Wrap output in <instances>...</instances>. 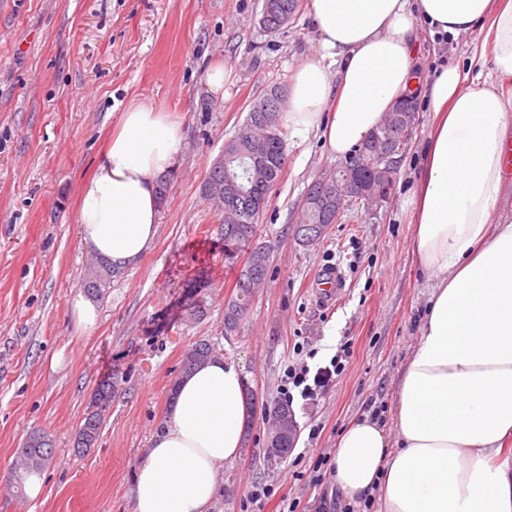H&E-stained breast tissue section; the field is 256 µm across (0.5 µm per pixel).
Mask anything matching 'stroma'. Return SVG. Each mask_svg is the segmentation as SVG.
Segmentation results:
<instances>
[{
	"label": "stroma",
	"instance_id": "35a3bbf8",
	"mask_svg": "<svg viewBox=\"0 0 512 512\" xmlns=\"http://www.w3.org/2000/svg\"><path fill=\"white\" fill-rule=\"evenodd\" d=\"M262 0H0V478L31 433L48 435L54 459L37 495L0 494V512H132L136 468L168 407L185 349L200 339L242 367L257 405L249 439L224 464V485L209 512H318L313 467L331 460L341 432L381 407L393 431L397 383L417 340L428 283L410 253L405 202L423 163L432 123L427 98L397 164L391 198L350 204L312 245L286 235L308 186L337 164L317 138L286 143V164L257 234L271 245L264 288L237 332L224 333V304L235 273L225 257L215 208L201 194L224 143L242 126L257 94L290 90L317 49L309 6L270 33ZM482 35L444 40L421 29L414 57L424 76L463 63ZM223 64L220 93L207 72ZM135 102L185 118L186 149L159 211L152 249L122 269L99 320L76 331L72 299L91 253L74 221L78 184L94 167L122 112ZM345 291L322 305L311 291L327 267ZM196 292L208 314L188 320ZM352 356L315 405L295 408L297 438L287 458L266 461L264 407L296 348L316 362L341 345ZM120 383L94 448L78 452L77 429L101 379ZM317 437H310V430ZM273 494L247 504L251 485Z\"/></svg>",
	"mask_w": 512,
	"mask_h": 512
}]
</instances>
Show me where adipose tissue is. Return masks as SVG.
I'll return each instance as SVG.
<instances>
[{
    "mask_svg": "<svg viewBox=\"0 0 512 512\" xmlns=\"http://www.w3.org/2000/svg\"><path fill=\"white\" fill-rule=\"evenodd\" d=\"M310 9L319 50L280 116L290 140L314 135L349 157L415 88L437 116L409 199L411 254L431 295L394 430L371 418L349 424L333 483L350 501L378 494V512H512V222L492 221L512 139V103L494 82L512 76V0H311ZM422 21L454 38L483 32L467 67L417 82ZM467 68L483 81L465 85ZM184 149L179 113L146 102L122 112L79 183L75 222L94 256L118 270L139 263L158 232V182ZM245 386L242 368L221 355L177 377L136 470L133 512H206L243 446Z\"/></svg>",
    "mask_w": 512,
    "mask_h": 512,
    "instance_id": "obj_1",
    "label": "adipose tissue"
}]
</instances>
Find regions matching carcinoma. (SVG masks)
Here are the masks:
<instances>
[{
	"mask_svg": "<svg viewBox=\"0 0 512 512\" xmlns=\"http://www.w3.org/2000/svg\"><path fill=\"white\" fill-rule=\"evenodd\" d=\"M301 0H263L260 24L270 33L280 31L288 25L299 11ZM273 97L278 104L275 117L284 109V92L279 87L266 89L255 98L244 125L237 134L224 144L221 159L215 161L203 182L202 194L211 201L222 215L220 232L224 246L230 252L249 250L242 272L236 275V294L231 296L224 308V335L236 332L239 323L246 317L254 294L266 280L270 259V247L258 241L256 223L267 206L269 193L280 180L285 167L284 140L280 122L271 127L264 124V113L255 110L267 98ZM356 157H349L344 163L332 169L330 180L344 184L357 172L368 181L371 172L354 170ZM232 183L233 193L226 192V184ZM329 224L328 214L316 204L300 208L294 224L289 226L294 238L309 244L319 240ZM119 271L98 259L91 263L82 287L88 295L98 298L110 288L112 278ZM215 353L214 344L198 340L185 349L182 358L183 370H190L203 363ZM118 392V382L108 378L100 382L85 413L81 427H91L93 438L99 439L106 411L112 398ZM295 438L280 436L265 449L268 462L284 459ZM14 471L9 484L22 490L27 477L41 472L53 459V448L45 435L32 434L21 448L16 449Z\"/></svg>",
	"mask_w": 512,
	"mask_h": 512,
	"instance_id": "1",
	"label": "carcinoma"
}]
</instances>
